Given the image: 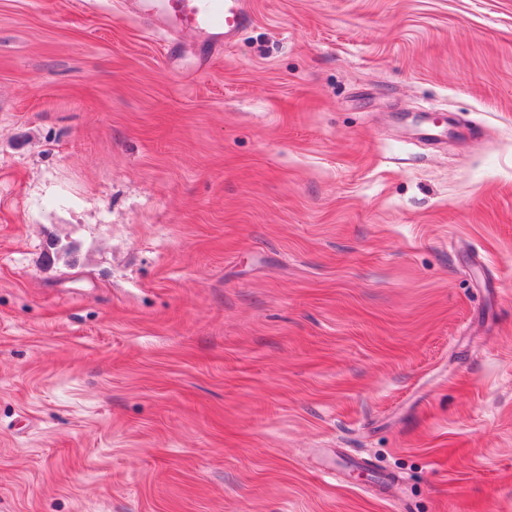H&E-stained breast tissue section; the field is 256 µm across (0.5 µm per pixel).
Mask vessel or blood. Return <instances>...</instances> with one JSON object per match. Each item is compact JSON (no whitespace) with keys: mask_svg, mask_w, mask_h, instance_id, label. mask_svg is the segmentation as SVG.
<instances>
[{"mask_svg":"<svg viewBox=\"0 0 512 512\" xmlns=\"http://www.w3.org/2000/svg\"><path fill=\"white\" fill-rule=\"evenodd\" d=\"M138 14L153 31L197 35L216 54L255 20L250 0H139Z\"/></svg>","mask_w":512,"mask_h":512,"instance_id":"vessel-or-blood-1","label":"vessel or blood"}]
</instances>
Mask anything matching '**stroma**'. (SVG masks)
<instances>
[{
    "instance_id": "35a3bbf8",
    "label": "stroma",
    "mask_w": 512,
    "mask_h": 512,
    "mask_svg": "<svg viewBox=\"0 0 512 512\" xmlns=\"http://www.w3.org/2000/svg\"><path fill=\"white\" fill-rule=\"evenodd\" d=\"M0 0V512H512V0ZM137 14L154 32L173 37L168 49L178 44L174 36L191 33L215 54L255 20L249 0H139Z\"/></svg>"
}]
</instances>
